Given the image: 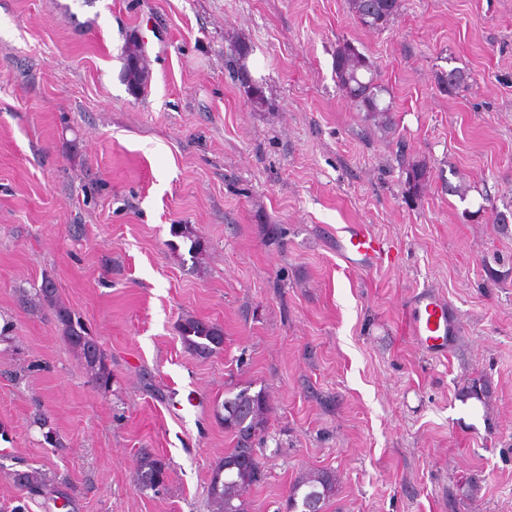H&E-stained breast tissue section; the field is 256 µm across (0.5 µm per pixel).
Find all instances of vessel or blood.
<instances>
[{
  "label": "vessel or blood",
  "mask_w": 512,
  "mask_h": 512,
  "mask_svg": "<svg viewBox=\"0 0 512 512\" xmlns=\"http://www.w3.org/2000/svg\"><path fill=\"white\" fill-rule=\"evenodd\" d=\"M336 250L347 264L366 270L384 264L389 258L380 236L365 224L342 227L336 238ZM408 331L419 348L444 356L453 346L459 328L447 300L424 287L412 295Z\"/></svg>",
  "instance_id": "1"
}]
</instances>
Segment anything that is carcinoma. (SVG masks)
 Listing matches in <instances>:
<instances>
[{
    "label": "carcinoma",
    "instance_id": "1",
    "mask_svg": "<svg viewBox=\"0 0 512 512\" xmlns=\"http://www.w3.org/2000/svg\"><path fill=\"white\" fill-rule=\"evenodd\" d=\"M352 15L360 24L370 19V28L381 30L388 26L399 10V0H348ZM333 71L336 84L357 110L378 122L382 128H392L389 107L379 104L383 92L375 77V67L370 60L348 41L336 45L333 55ZM122 80L128 91L139 96L148 87L149 72L144 65L140 47L135 40L127 43L124 50ZM431 172L426 164L412 160L405 165L404 194L419 195L430 181ZM173 234L190 241L188 254L194 260L205 249L201 237L193 227L179 224ZM33 309L50 307L63 337L84 359L91 373L92 383L106 392L112 385V369L107 353L91 336L81 317L61 306L54 283L46 279L29 299ZM180 336L185 346L199 356L211 355L224 345V332L216 324L196 318H186L180 324ZM224 430L233 436L234 446L224 452L215 464L208 483V498L212 512H249L247 494L263 479V471L255 452V445L264 440L267 433L269 402L264 390L250 391L242 387L228 390L224 396ZM167 469L166 464L150 453L141 454L133 468L132 478L140 491L154 490ZM14 482L18 490L32 499L53 490L57 497L70 500L72 488L65 481L49 479L39 471L16 470ZM336 494V478L329 471H318L298 477L289 491L287 508L291 512H305L326 504Z\"/></svg>",
    "mask_w": 512,
    "mask_h": 512
}]
</instances>
